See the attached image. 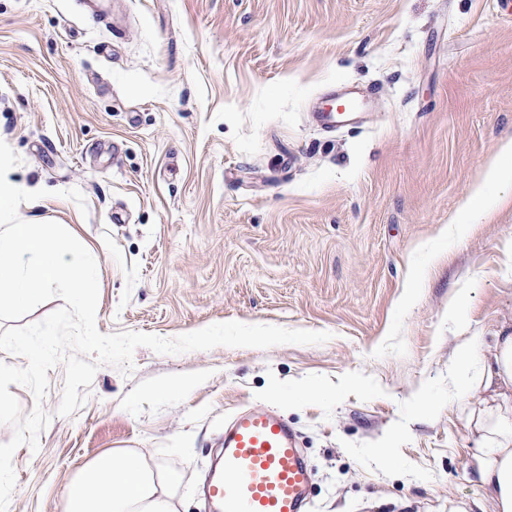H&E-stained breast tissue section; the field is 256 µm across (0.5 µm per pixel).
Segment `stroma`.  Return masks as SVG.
Listing matches in <instances>:
<instances>
[{
  "instance_id": "stroma-1",
  "label": "stroma",
  "mask_w": 512,
  "mask_h": 512,
  "mask_svg": "<svg viewBox=\"0 0 512 512\" xmlns=\"http://www.w3.org/2000/svg\"><path fill=\"white\" fill-rule=\"evenodd\" d=\"M0 0V140L20 204L97 263L100 333L165 338L215 323L326 331L321 345L137 348L100 366L83 406L42 401L37 448L13 455L8 512H61L108 450L178 471L179 512L238 407H278L313 469L311 512H448L481 499L448 387L454 348L512 314V183L485 217L461 207L512 156V20L496 0ZM378 88L359 128L311 106ZM80 189L87 209L65 198ZM189 381L185 391L169 383Z\"/></svg>"
}]
</instances>
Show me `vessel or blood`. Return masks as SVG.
Here are the masks:
<instances>
[{
	"mask_svg": "<svg viewBox=\"0 0 512 512\" xmlns=\"http://www.w3.org/2000/svg\"><path fill=\"white\" fill-rule=\"evenodd\" d=\"M363 110L362 96L352 91L323 107L318 121L353 126ZM312 480L287 419L274 406L247 405L224 421L222 453L205 495L215 512H306Z\"/></svg>",
	"mask_w": 512,
	"mask_h": 512,
	"instance_id": "obj_1",
	"label": "vessel or blood"
}]
</instances>
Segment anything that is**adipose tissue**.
Segmentation results:
<instances>
[{
  "instance_id": "obj_1",
  "label": "adipose tissue",
  "mask_w": 512,
  "mask_h": 512,
  "mask_svg": "<svg viewBox=\"0 0 512 512\" xmlns=\"http://www.w3.org/2000/svg\"><path fill=\"white\" fill-rule=\"evenodd\" d=\"M451 380L467 411L474 473L483 490L479 512H512V325L492 341L460 343ZM175 471L140 451L115 450L84 463L67 486L62 512H176Z\"/></svg>"
}]
</instances>
